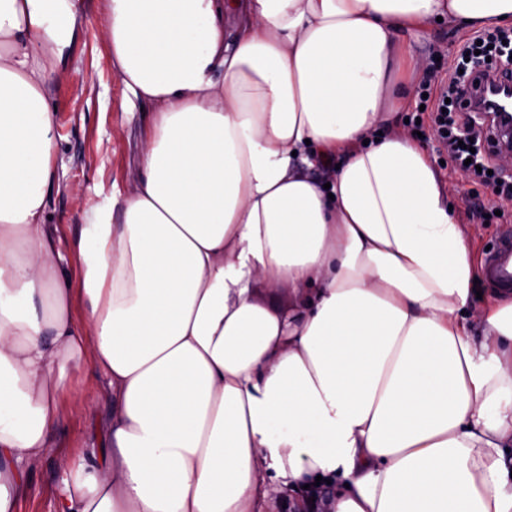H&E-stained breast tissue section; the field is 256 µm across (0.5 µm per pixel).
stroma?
<instances>
[{"label": "stroma", "instance_id": "1", "mask_svg": "<svg viewBox=\"0 0 512 512\" xmlns=\"http://www.w3.org/2000/svg\"><path fill=\"white\" fill-rule=\"evenodd\" d=\"M79 13L70 34L66 63L53 75L48 100L56 115L55 170L62 189L49 199L47 213L55 243L69 273H76V241L89 206L124 187L140 169L141 147L154 119L153 106L131 105L112 68V51L100 30L106 21V0H76ZM467 32L439 24L410 36L415 51L428 66L447 68V57L466 40ZM438 160L442 181L451 189L460 223L468 231L469 248L482 259L500 226L512 225V203L501 215L471 218L475 203L490 199L491 189L451 173L443 165L436 141L425 140ZM70 392L62 404L65 419L41 464L30 474V489L17 512H53L58 487V459L105 447L112 416L107 380L91 362L72 365L67 374Z\"/></svg>", "mask_w": 512, "mask_h": 512}]
</instances>
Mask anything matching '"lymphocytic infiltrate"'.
<instances>
[{"instance_id":"lymphocytic-infiltrate-1","label":"lymphocytic infiltrate","mask_w":512,"mask_h":512,"mask_svg":"<svg viewBox=\"0 0 512 512\" xmlns=\"http://www.w3.org/2000/svg\"><path fill=\"white\" fill-rule=\"evenodd\" d=\"M489 66L512 69V36L487 33L480 41L466 42L447 72H429L423 91L431 105L430 135L462 175L494 185L493 205L500 208L512 202V176L504 175L496 157L482 146L486 117L461 109L471 76Z\"/></svg>"}]
</instances>
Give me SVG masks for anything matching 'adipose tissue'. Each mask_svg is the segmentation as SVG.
<instances>
[{
	"label": "adipose tissue",
	"instance_id": "1",
	"mask_svg": "<svg viewBox=\"0 0 512 512\" xmlns=\"http://www.w3.org/2000/svg\"><path fill=\"white\" fill-rule=\"evenodd\" d=\"M234 8L229 40L224 0H107L116 75L156 115L71 280L45 211L75 5L0 0V512L81 358L112 421L61 461L55 512H281L309 485L333 512H512V299L478 303L396 83L424 71L402 33L512 24V0Z\"/></svg>",
	"mask_w": 512,
	"mask_h": 512
}]
</instances>
